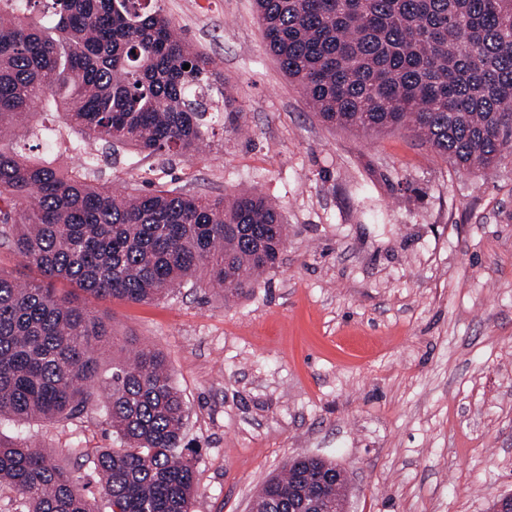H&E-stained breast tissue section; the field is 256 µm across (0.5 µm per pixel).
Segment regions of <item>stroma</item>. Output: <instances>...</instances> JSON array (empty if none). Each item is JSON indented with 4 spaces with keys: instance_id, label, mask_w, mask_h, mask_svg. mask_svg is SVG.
Here are the masks:
<instances>
[{
    "instance_id": "35a3bbf8",
    "label": "stroma",
    "mask_w": 512,
    "mask_h": 512,
    "mask_svg": "<svg viewBox=\"0 0 512 512\" xmlns=\"http://www.w3.org/2000/svg\"><path fill=\"white\" fill-rule=\"evenodd\" d=\"M234 86L192 158L99 153L91 178L209 198L257 192L288 226L278 265L233 301L207 285L150 304L96 300L112 328L99 379L133 347L165 356L196 448L192 512H253L294 457L347 478L349 512H493L512 493V156L466 170L409 131L324 124L269 51L254 0H161ZM58 451L109 448L100 404L0 418Z\"/></svg>"
}]
</instances>
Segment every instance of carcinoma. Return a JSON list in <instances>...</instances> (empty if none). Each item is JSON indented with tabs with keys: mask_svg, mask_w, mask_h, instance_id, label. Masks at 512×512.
<instances>
[{
	"mask_svg": "<svg viewBox=\"0 0 512 512\" xmlns=\"http://www.w3.org/2000/svg\"><path fill=\"white\" fill-rule=\"evenodd\" d=\"M255 5L269 49L324 122L411 130L462 168L512 154V0ZM36 100L75 137L32 124ZM231 104L214 60L157 0H0V242L39 274L0 271V417L51 422L89 404L112 329L84 298L152 302L203 278L227 302L279 263L288 225L263 196L152 183L125 194L87 177L92 143L195 155ZM46 139L52 155L26 148ZM107 387L119 443L80 450L101 499L110 512H192L186 410L163 354L138 349ZM292 479L288 468L271 478L256 512H288ZM0 482L26 512H99L55 454L18 437L0 435Z\"/></svg>",
	"mask_w": 512,
	"mask_h": 512,
	"instance_id": "1",
	"label": "carcinoma"
}]
</instances>
